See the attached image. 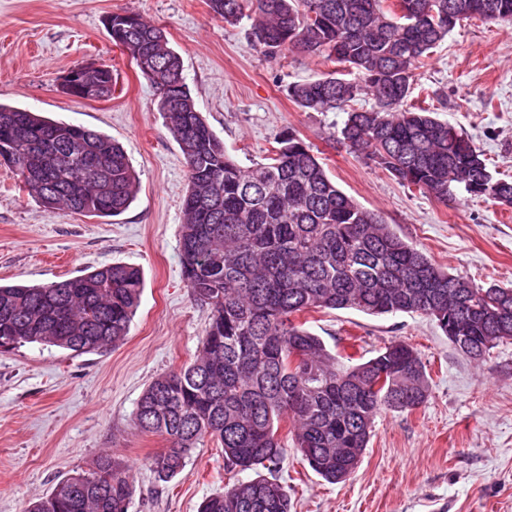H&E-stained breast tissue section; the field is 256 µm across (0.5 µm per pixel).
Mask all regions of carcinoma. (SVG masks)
<instances>
[{"instance_id":"carcinoma-1","label":"carcinoma","mask_w":512,"mask_h":512,"mask_svg":"<svg viewBox=\"0 0 512 512\" xmlns=\"http://www.w3.org/2000/svg\"><path fill=\"white\" fill-rule=\"evenodd\" d=\"M234 26L252 20V44L266 57L304 49L332 67L288 86L305 111H343L339 134L353 154L404 186L441 202L459 188L512 207V180L495 176L475 143L430 107L408 104L417 70L457 24H512V0H209ZM112 42L158 95L159 111L184 157L188 187L181 231L183 275L210 309L202 348L140 395L133 426L168 448L150 459L158 480L181 474L210 438L224 470H248L199 512H290L277 473L293 447L329 483L359 466L383 410L413 411L429 397L418 351L392 341L365 361L343 362L299 321L315 310L366 315L416 313L444 335L448 314L462 323L460 351L485 356L512 339V288L479 285L437 266L383 218L347 195L322 158L292 134L265 161L241 166L224 148L183 77L181 56L164 29L134 13L112 14ZM103 98L114 93L112 66L90 64ZM369 93L375 106L358 109ZM0 161L46 210L117 217L133 203L138 180L112 136L0 102ZM143 271L112 263L40 285L0 283V341L77 354L104 353L126 340ZM127 468L109 454L94 470L59 478L28 512H128Z\"/></svg>"}]
</instances>
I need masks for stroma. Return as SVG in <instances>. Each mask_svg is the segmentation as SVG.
Returning a JSON list of instances; mask_svg holds the SVG:
<instances>
[{"label":"stroma","mask_w":512,"mask_h":512,"mask_svg":"<svg viewBox=\"0 0 512 512\" xmlns=\"http://www.w3.org/2000/svg\"><path fill=\"white\" fill-rule=\"evenodd\" d=\"M120 11L165 29L198 110L242 166L291 131L319 150L337 187L437 264L478 284L512 286V208L463 191L443 204L350 154L336 140L345 113L306 112L287 95L288 85L324 73L320 60L296 51L263 56L248 40L249 19L224 25L208 0H0V101L111 135L139 177L127 211L96 218L46 211L0 164V282L62 281L115 262L141 267L145 278L129 334L112 351L27 344L0 354V512H24L58 477L89 470L105 453L133 479L128 512H198L228 482L224 456L208 439L180 475L158 481L149 460L168 443L132 427L144 388L197 354L209 311L182 271L187 168L155 89L105 28L106 16ZM92 62L111 65L112 98L57 91L69 70ZM429 90L442 96L439 119L473 139L493 174L512 178V26H456L419 70L410 103L422 104ZM305 319L339 355L367 359L384 344L407 342L427 367L430 394L414 411L376 417L346 481L328 483L288 452L279 477L291 512H512V340L476 362L419 314L342 309Z\"/></svg>","instance_id":"1"}]
</instances>
